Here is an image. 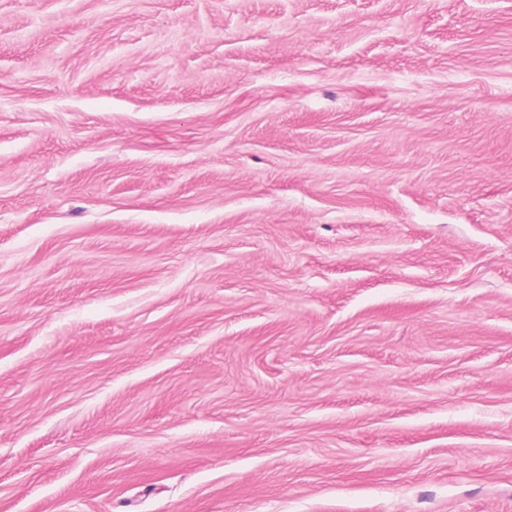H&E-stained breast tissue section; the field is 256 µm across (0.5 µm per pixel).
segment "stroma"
Segmentation results:
<instances>
[{"label":"stroma","mask_w":512,"mask_h":512,"mask_svg":"<svg viewBox=\"0 0 512 512\" xmlns=\"http://www.w3.org/2000/svg\"><path fill=\"white\" fill-rule=\"evenodd\" d=\"M0 512H512V0H0Z\"/></svg>","instance_id":"obj_1"}]
</instances>
